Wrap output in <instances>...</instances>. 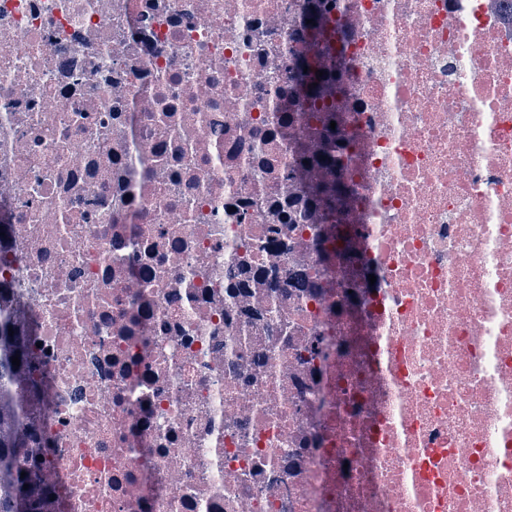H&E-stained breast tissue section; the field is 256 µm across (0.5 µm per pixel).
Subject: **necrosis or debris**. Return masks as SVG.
I'll use <instances>...</instances> for the list:
<instances>
[{"mask_svg": "<svg viewBox=\"0 0 512 512\" xmlns=\"http://www.w3.org/2000/svg\"><path fill=\"white\" fill-rule=\"evenodd\" d=\"M1 309L33 512H512V11L0 0Z\"/></svg>", "mask_w": 512, "mask_h": 512, "instance_id": "obj_1", "label": "necrosis or debris"}]
</instances>
